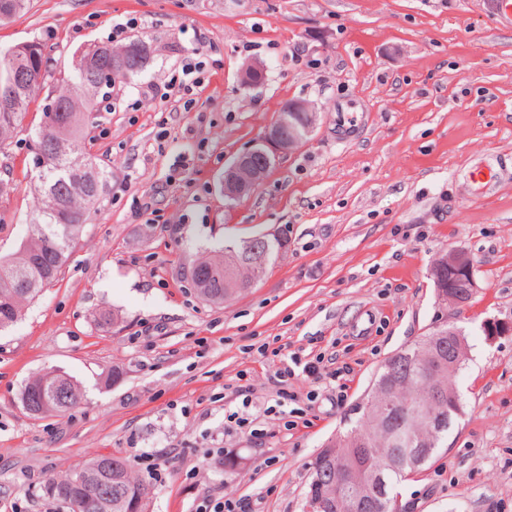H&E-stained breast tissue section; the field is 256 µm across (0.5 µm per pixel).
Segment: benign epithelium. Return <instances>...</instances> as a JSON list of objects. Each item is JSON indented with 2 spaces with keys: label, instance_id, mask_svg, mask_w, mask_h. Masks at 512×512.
I'll list each match as a JSON object with an SVG mask.
<instances>
[{
  "label": "benign epithelium",
  "instance_id": "benign-epithelium-1",
  "mask_svg": "<svg viewBox=\"0 0 512 512\" xmlns=\"http://www.w3.org/2000/svg\"><path fill=\"white\" fill-rule=\"evenodd\" d=\"M153 54V45L147 41H137L117 54H112V69H96L91 84L100 86L113 79V71L136 70L146 63ZM317 113L306 100H294L282 109L280 119L264 131L262 151L251 149L239 155L236 161L224 171V196L241 197L261 183L270 170L268 157L291 153L301 147L312 135L316 126ZM443 264L448 269L461 274L469 291L477 288L474 264L464 250L451 249L442 255ZM512 330V324L498 319H485L481 331L488 340Z\"/></svg>",
  "mask_w": 512,
  "mask_h": 512
}]
</instances>
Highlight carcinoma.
Listing matches in <instances>:
<instances>
[{
  "label": "carcinoma",
  "mask_w": 512,
  "mask_h": 512,
  "mask_svg": "<svg viewBox=\"0 0 512 512\" xmlns=\"http://www.w3.org/2000/svg\"><path fill=\"white\" fill-rule=\"evenodd\" d=\"M29 0H0V18L25 11ZM29 51L15 48L0 50V106L3 88L16 72H27L32 83L14 88L11 106L14 123L0 117V146L10 139L36 100V93L49 77L47 58L37 40L28 43ZM110 68L112 58L88 59L83 53L70 76L66 92L54 99L56 110L44 111V123L38 139L57 142L56 152L37 160L40 182L38 213L15 236L12 252L0 255V332L22 316V302L38 297L58 281L70 261L76 244L100 201L107 175L84 152V127L96 90L88 89L91 68ZM250 241L238 247H220L216 253L201 258L190 272V281L206 301L222 302L237 292L224 287V279L235 276L240 288H248L266 273L280 243L270 240L261 266L237 264L247 253ZM431 276L436 290L451 288L469 299L465 283L433 265ZM24 280L26 286L15 287ZM457 335L466 333L458 326L443 323L426 336L401 348L377 372L362 416L350 430L327 443L315 457L305 500L322 496L328 475L319 463L327 454L343 462L348 476L331 492L337 493L331 512H408L399 499L397 486L412 471L429 462L448 441L462 410V398L448 404V392L460 368H448V329ZM79 385L66 374L38 377L20 391L26 412L43 418L64 414L82 401ZM372 482L383 484L387 497L369 501L365 488ZM46 494L62 503L68 512H126L119 496L126 493L141 498L139 512H148L150 484L135 475L121 456H93L71 466L60 478L45 485Z\"/></svg>",
  "instance_id": "carcinoma-1"
}]
</instances>
